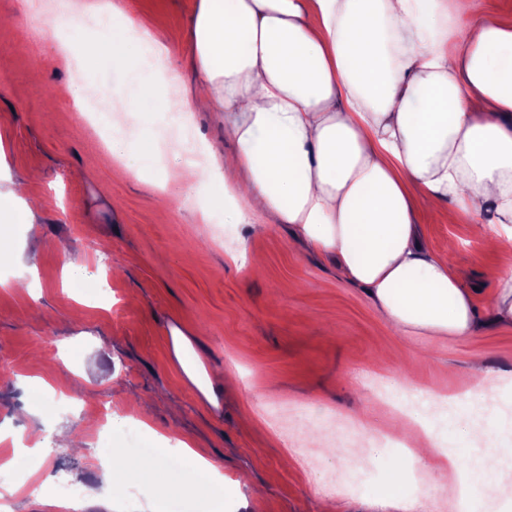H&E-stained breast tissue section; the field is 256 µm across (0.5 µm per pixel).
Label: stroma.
Returning a JSON list of instances; mask_svg holds the SVG:
<instances>
[{"label":"stroma","mask_w":512,"mask_h":512,"mask_svg":"<svg viewBox=\"0 0 512 512\" xmlns=\"http://www.w3.org/2000/svg\"><path fill=\"white\" fill-rule=\"evenodd\" d=\"M125 15L158 39L184 27L195 0H118ZM56 0H0V188L27 172H40L28 202L59 197V208L37 224L16 218L14 204H0V431L47 436L61 425L85 435L82 453L51 448L26 453L0 443V484L18 487L12 512H167L170 500L223 497V512H246L254 489L264 496L260 512H322L328 501L339 512H382L387 472L401 465L402 496L433 491L436 512H449L440 477L425 478L418 462L400 449L371 443L353 456L342 439L324 436L337 454L321 459L310 440L325 420L340 416L356 439L385 429L391 417L377 403V381L407 384L414 411L429 413L439 390L462 391L474 359L488 370V401H512V327L485 325L467 339L400 338L382 319L363 288L347 284L333 261L294 243L286 226L228 224L223 215L202 223L209 197L190 196L168 182V172L187 165L184 139L223 141L218 119L195 113L189 125L172 121L149 167L126 155L113 165L101 126L74 111L71 98L54 95L66 83L77 95L98 90L103 97L130 95L125 73L100 65L85 76L80 55L95 29L92 18L65 32L71 63L54 59L45 22ZM484 237H474L469 219L449 223L437 210L417 214L425 242L450 252L464 287L486 306L490 289L512 271V257L494 245L493 210L478 218ZM42 240L36 273L18 261L24 240ZM456 250H449V242ZM261 255L265 272L254 278L249 264L231 251ZM86 266L87 276L64 283L68 263ZM191 340L206 366L225 371L228 381L218 406L204 402L173 356L170 327ZM68 357L80 374L78 406L43 392L34 382H56L57 365ZM149 409L151 428L137 419ZM170 450L191 441L222 468L223 486L170 479L168 496L153 482L119 481L105 504L84 498L99 483L113 449L131 465L143 452ZM49 483L56 505L43 502L37 486Z\"/></svg>","instance_id":"obj_1"}]
</instances>
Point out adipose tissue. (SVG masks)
<instances>
[{
  "label": "adipose tissue",
  "mask_w": 512,
  "mask_h": 512,
  "mask_svg": "<svg viewBox=\"0 0 512 512\" xmlns=\"http://www.w3.org/2000/svg\"><path fill=\"white\" fill-rule=\"evenodd\" d=\"M119 8L68 0L53 31L95 15L102 32L85 53L130 75L135 98L112 109L139 114L214 113L235 144L207 146L208 163L172 181L207 193L228 224L252 216L288 225L309 250L332 257L403 335L464 339L482 321L476 298L447 255L431 252L419 208L447 207L449 221L493 207L500 252H512V25L471 16L472 0H198L177 40L193 80L171 85L169 47L135 23L111 29ZM173 354L210 405L218 380L179 327ZM472 391L449 420L501 426L498 407ZM430 470L452 469L464 497L489 479L488 460L512 445L488 440L464 454L429 434L416 450Z\"/></svg>",
  "instance_id": "adipose-tissue-1"
}]
</instances>
